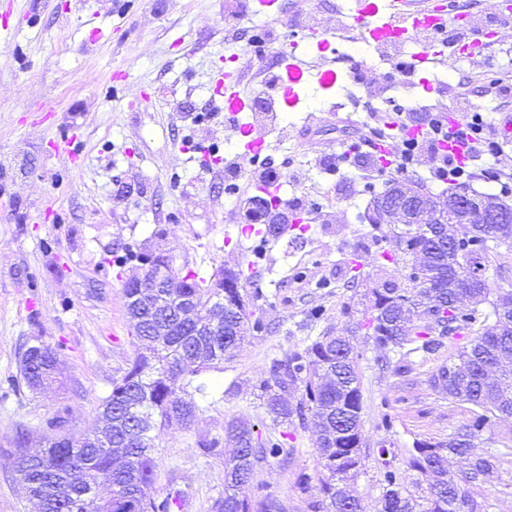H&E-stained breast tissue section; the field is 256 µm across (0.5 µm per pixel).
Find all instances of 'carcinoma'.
Listing matches in <instances>:
<instances>
[{"label": "carcinoma", "mask_w": 512, "mask_h": 512, "mask_svg": "<svg viewBox=\"0 0 512 512\" xmlns=\"http://www.w3.org/2000/svg\"><path fill=\"white\" fill-rule=\"evenodd\" d=\"M488 242L482 257L484 286L473 294L455 285L457 261L440 250L434 225L405 227L393 231L395 251L410 257V266L426 261L433 280L426 287L407 276L408 288L376 287L363 297L368 302L364 319L356 328L379 352L377 362L404 369L405 353H435L450 342L467 338L448 363L439 367L431 385L448 399L472 406L471 417L445 444L416 441L396 464L395 452L381 445L376 450L384 483L379 512H481L465 489L484 481L504 461L505 455L472 454V438L512 418V292L493 293L487 276L496 250L512 248V232L498 224L458 227ZM191 288H167L158 306L144 309L150 318L160 310L174 311L177 298L191 294L198 313L218 315L224 327L213 336H189L176 315L167 321L168 335L140 336L139 353L121 380L100 405L112 412V442L98 448L90 438L73 441L59 434L43 448L18 450L17 473L35 498L41 512H182L186 493L169 483L163 496L153 498L145 489L156 480L153 455L155 437L143 440L129 435L125 413L129 408L156 414L160 431L185 429L199 407L183 400L180 393L193 378L218 368L253 334L266 333L270 324L239 305L238 289L225 288L215 295L214 278L186 272ZM487 304L490 310L481 309ZM351 335L326 333L302 350L273 361L258 389L268 414L280 423L303 426L313 420L318 428L316 447L322 469L323 512H361L359 499L349 489L369 455L362 426L363 394L357 355ZM24 377L54 379L57 350L38 343L23 354ZM301 391L296 402L285 394ZM225 439L235 443L232 460L224 463V496L216 499L212 512H281L270 495L253 484L256 466L269 459L288 458L281 438L254 431L245 421H233ZM464 464L461 474L448 471V459ZM429 478L423 489L420 477Z\"/></svg>", "instance_id": "1"}]
</instances>
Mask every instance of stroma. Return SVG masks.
<instances>
[{
	"instance_id": "1",
	"label": "stroma",
	"mask_w": 512,
	"mask_h": 512,
	"mask_svg": "<svg viewBox=\"0 0 512 512\" xmlns=\"http://www.w3.org/2000/svg\"><path fill=\"white\" fill-rule=\"evenodd\" d=\"M282 2V14L268 19L252 0H0V512H40L18 478L17 448L45 446L48 419L62 416L63 433L75 440L100 428L103 399L138 353L123 288L142 270L118 259L143 245L205 278L242 271L250 309L271 326L223 370L203 374L206 394L187 389L199 412L189 428L158 434V479L148 495L173 479L188 494L184 512H211L224 494L225 459L202 454L199 444L244 418L262 434L288 435L289 461L260 464L255 482L286 512H312L321 499L314 427L275 425L254 386L274 360L317 336L353 330L366 312V289L385 280L407 286L403 255L380 273L368 265L392 248L390 225L376 232L365 217L370 198L393 179L430 194L448 185L429 181L422 163L367 180L347 166L327 175L320 158L340 153L357 130L376 129L388 97L427 112L470 94L496 121L512 113V96L491 86L478 59L438 70L452 94H427L391 80L405 50L349 58L348 42L336 40L334 66L346 78L330 90L298 86L302 105L278 112L265 129L263 160L282 173L283 207L305 222L260 241L242 206L255 194L249 180L239 179L237 200L225 193L232 147L223 118L195 125L191 117L210 112L212 76L225 57L235 56L241 94L249 96L263 72L279 71L283 45L305 43L309 19L337 27L350 7V0ZM259 26L271 36L260 54L250 47ZM64 144L71 154L61 153ZM315 308L322 315L313 320ZM38 341L57 348L59 378L33 390L21 360ZM354 344L368 447L442 442L467 422V405L430 383L455 344L409 354L403 375L376 365L364 334ZM386 419L391 428H383ZM302 471L311 476L304 494L295 487ZM471 493L484 512H512V459Z\"/></svg>"
}]
</instances>
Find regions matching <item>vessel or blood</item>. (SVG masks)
Segmentation results:
<instances>
[{
	"label": "vessel or blood",
	"instance_id": "vessel-or-blood-1",
	"mask_svg": "<svg viewBox=\"0 0 512 512\" xmlns=\"http://www.w3.org/2000/svg\"><path fill=\"white\" fill-rule=\"evenodd\" d=\"M473 21L468 12L459 10L457 5L448 8L433 6L430 0H352L347 13V29L356 31L357 41L370 42L377 47L403 43L408 32L438 31L448 23L466 26ZM336 37L335 31H312L311 48L301 52L297 49L281 53L280 63L285 70L282 100L286 107H294L298 97L294 91L299 84H315L322 88L334 87L338 75L328 63L327 52ZM444 56L443 50L429 44H421L411 55L416 70L433 73ZM214 93L223 99L229 109L243 105L239 91V78L235 71L219 73L215 81ZM388 129L398 135L419 139L427 134L425 124L410 119L407 114L390 112L386 115ZM462 113L447 109L441 112L440 119L448 130V136L440 142L441 150L453 158L457 164H465L469 159V146L458 132L461 128ZM238 148L240 157L253 160L260 157L267 148L265 134L261 128L251 126L232 131L230 134Z\"/></svg>",
	"mask_w": 512,
	"mask_h": 512
}]
</instances>
